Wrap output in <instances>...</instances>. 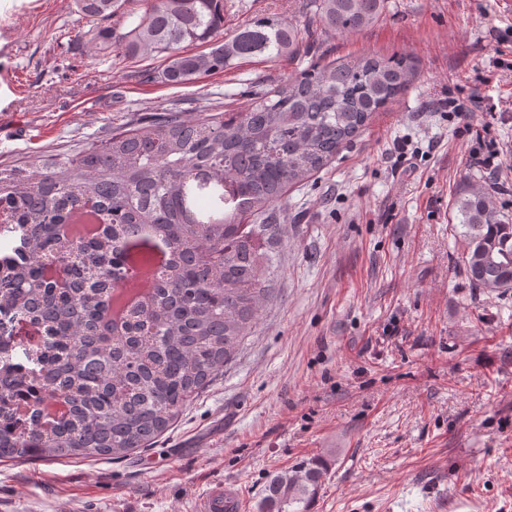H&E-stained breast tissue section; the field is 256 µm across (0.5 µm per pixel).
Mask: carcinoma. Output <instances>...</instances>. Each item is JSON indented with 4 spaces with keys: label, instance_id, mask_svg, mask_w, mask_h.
I'll list each match as a JSON object with an SVG mask.
<instances>
[{
    "label": "carcinoma",
    "instance_id": "cac0c4a2",
    "mask_svg": "<svg viewBox=\"0 0 512 512\" xmlns=\"http://www.w3.org/2000/svg\"><path fill=\"white\" fill-rule=\"evenodd\" d=\"M129 0H74L104 22ZM385 0H309L339 34L374 24ZM224 31V0H146L125 33L96 26L91 51L160 55L172 84L222 72L237 59L296 55L297 27L276 16ZM208 52L187 54V45ZM404 57L311 63L246 112L184 118L177 112L112 132L47 166L0 170V462L118 459L148 449L189 399L224 368L270 294L261 241L278 223L285 190L322 169L404 95ZM193 210L185 185L196 172ZM223 188L224 219L194 213ZM466 228L464 267L484 292L512 289V221L483 189L456 201ZM161 251L148 291L113 320V292L135 264ZM26 324L40 335L16 340ZM329 469L316 457L275 474L261 512H308Z\"/></svg>",
    "mask_w": 512,
    "mask_h": 512
}]
</instances>
